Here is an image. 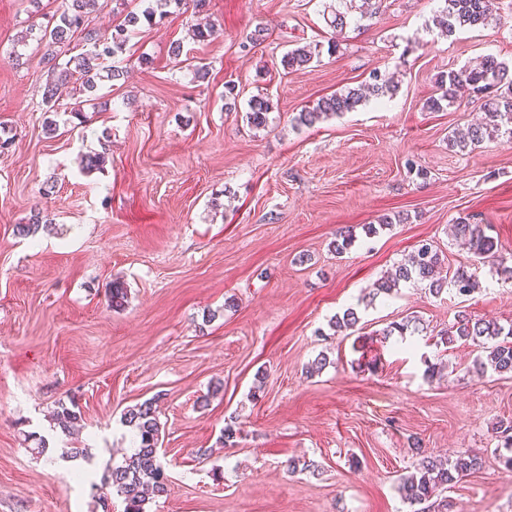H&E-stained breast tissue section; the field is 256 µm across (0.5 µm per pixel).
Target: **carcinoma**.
Listing matches in <instances>:
<instances>
[{
  "label": "carcinoma",
  "mask_w": 512,
  "mask_h": 512,
  "mask_svg": "<svg viewBox=\"0 0 512 512\" xmlns=\"http://www.w3.org/2000/svg\"><path fill=\"white\" fill-rule=\"evenodd\" d=\"M346 4L345 10H332L333 28H344L350 23H359L375 16L383 0H338ZM96 7V0H61V5L46 25H31L21 32L16 45L26 46L36 42V51L41 53L42 62L49 65L50 82L46 83L43 101L55 102L59 86L68 84L79 76L82 86L89 92L95 90L96 80L101 72L114 80L124 75L115 65L119 53L125 50L135 34L140 17L152 21L156 10L148 7L138 14L129 11L118 24L114 25L110 40L102 41L97 33L88 28V14ZM501 16L496 12V0H444V6L436 16L435 24L445 35H452L456 29L464 27H492L499 24ZM83 35L86 50L68 56L75 34ZM318 54L305 48L289 50L281 60L283 67L295 71L310 64ZM441 95L426 101V108L432 111L441 109L442 102L450 107L460 106L463 94L474 93L488 97L484 120L470 126L464 135H452L449 145L466 148L478 147L484 141L504 138L512 142V69L493 56L479 57L458 70H450L436 79ZM396 90L389 80L381 79L373 72L367 88H353L343 93L336 92L318 100L310 110L298 113L294 122L311 126L321 118L352 112L371 95L384 97ZM271 104L268 98L257 96L250 100L246 113L248 124L261 128L267 126ZM453 235L465 241L472 254L482 264H491L512 278V266L504 265V258L498 253L492 237L486 235L479 224H473L467 217H459L453 224ZM444 259L441 252L430 243L421 244L403 263L398 265L390 276L377 281V293L391 294L400 283L416 281L427 283L429 291L439 295L448 288L459 295L467 296L479 288L476 272L465 268L457 269L452 277L439 276ZM128 293L121 281L112 282L108 290V308L114 311L125 309ZM358 323L357 313L349 309L336 317L330 328L336 332L352 329ZM447 344L458 340L477 342L486 346V359L476 360L480 372L492 369L494 372L512 374V324L505 326L496 320L476 318L466 312L457 315L454 322L442 334ZM82 420L77 406L67 407L58 403L54 421L60 431L71 436ZM123 424L132 429L135 435V448L131 455L119 464L112 466L104 478L106 484L123 497L124 512H145L149 496H162L168 492L169 477L159 456L160 423L156 408L151 401L128 407L122 416ZM506 453L499 455L500 462L507 470H512V421H499ZM419 460L414 472L400 478L398 491L402 499L410 504L432 502L437 512H448V500L432 501L438 489H447L463 477L479 468V457L462 452L444 463L422 448H416Z\"/></svg>",
  "instance_id": "obj_1"
}]
</instances>
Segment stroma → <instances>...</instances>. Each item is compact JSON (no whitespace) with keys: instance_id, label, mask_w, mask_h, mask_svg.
<instances>
[{"instance_id":"obj_1","label":"stroma","mask_w":512,"mask_h":512,"mask_svg":"<svg viewBox=\"0 0 512 512\" xmlns=\"http://www.w3.org/2000/svg\"><path fill=\"white\" fill-rule=\"evenodd\" d=\"M323 3L170 8L139 25L124 76L100 81L95 108L74 82L46 106L47 66L13 54L19 32L60 0H0V137L13 141L0 150V512H123L101 478L132 451L124 410L148 400L170 491L146 512H417L397 479L420 447L481 456L444 492L459 512H512V470L496 455L512 375L475 373L481 348L440 338L461 311L512 322V280L485 265L468 296L417 283L371 293L423 240L446 269L475 267L448 236L460 217L512 257V143L450 147L482 100L425 106L439 74L486 55L512 64V0H497L499 25L449 38L433 23L442 0H386L339 34ZM205 15L221 34L199 43L192 29ZM258 27L266 41L242 53ZM315 45L318 61L283 69L288 50ZM374 71L394 78V96L296 125ZM257 95L272 106L262 129L246 122ZM101 151L105 167L83 170L82 156ZM35 208L51 230L15 235ZM386 216L393 224L380 228ZM341 228L356 240L339 255ZM116 279L128 288L119 312L107 306ZM349 308L355 329L328 336ZM411 318L415 334L382 337ZM322 355L325 368L308 375ZM430 363L443 370L431 382ZM69 401L85 460L63 458L71 440L52 420ZM229 421L233 448L219 441ZM292 459L318 469L288 472Z\"/></svg>"}]
</instances>
